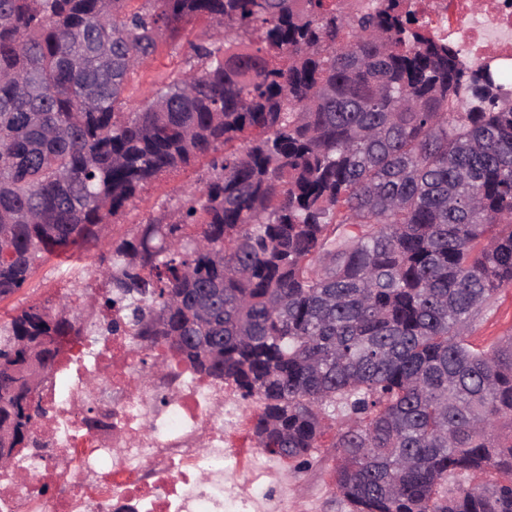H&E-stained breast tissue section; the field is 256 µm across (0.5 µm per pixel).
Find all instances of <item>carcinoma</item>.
I'll list each match as a JSON object with an SVG mask.
<instances>
[{
  "label": "carcinoma",
  "mask_w": 512,
  "mask_h": 512,
  "mask_svg": "<svg viewBox=\"0 0 512 512\" xmlns=\"http://www.w3.org/2000/svg\"><path fill=\"white\" fill-rule=\"evenodd\" d=\"M127 2L0 0V300L207 158L199 194L101 256V328L257 398L271 455L308 461L339 420L348 512H512V483L454 484L512 476V336L468 341L512 288L503 70L405 0ZM198 18L211 42L126 111L130 73ZM81 298L0 325V448L32 444Z\"/></svg>",
  "instance_id": "1"
}]
</instances>
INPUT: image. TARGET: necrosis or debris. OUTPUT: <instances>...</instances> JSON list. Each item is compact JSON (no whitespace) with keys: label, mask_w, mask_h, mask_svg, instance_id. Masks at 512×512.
I'll return each instance as SVG.
<instances>
[{"label":"necrosis or debris","mask_w":512,"mask_h":512,"mask_svg":"<svg viewBox=\"0 0 512 512\" xmlns=\"http://www.w3.org/2000/svg\"><path fill=\"white\" fill-rule=\"evenodd\" d=\"M411 2L468 63L512 58V0ZM133 350L122 334L71 340L41 391L36 446L0 470V512H286L246 492L272 471L228 386L178 366L141 382ZM55 480L68 495H33Z\"/></svg>","instance_id":"obj_1"}]
</instances>
